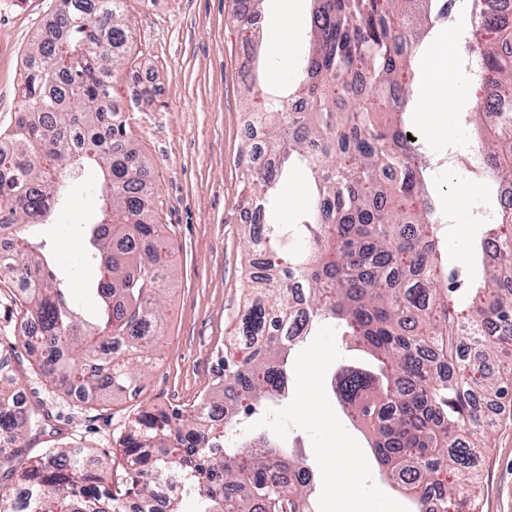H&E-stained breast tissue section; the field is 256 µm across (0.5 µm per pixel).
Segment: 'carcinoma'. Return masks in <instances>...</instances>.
Listing matches in <instances>:
<instances>
[{"label": "carcinoma", "instance_id": "1", "mask_svg": "<svg viewBox=\"0 0 512 512\" xmlns=\"http://www.w3.org/2000/svg\"><path fill=\"white\" fill-rule=\"evenodd\" d=\"M444 0H313L310 40L286 96H259L251 121L263 135L240 175L239 207L251 215L252 248L270 274L246 273L240 337L249 356L224 358L225 398L189 409L140 411L122 438L124 461L82 448H49L11 469L0 512H148L154 492L165 512H313V475L304 459L269 437L224 442L212 411L249 414L288 391L289 356L322 321L368 353L375 369L336 375L343 408L368 427L390 478L411 491L414 512H477L475 472L490 429L477 398L512 391V210L489 225L479 255L484 277L458 301L455 272L438 259L444 225L426 188L427 156L408 139L407 110L416 32ZM470 49L497 101L473 85L498 122L480 150L496 175L512 173V28L494 0H476ZM57 26L42 29L26 56L22 104L9 132L11 172L0 178V227L17 245L0 250L15 317L36 325L25 338L37 371L58 389L92 400L142 389L138 364L163 332L166 244L150 206L148 162L131 141L129 118L113 100V77L128 60L132 24L125 0H60ZM306 160L314 191L301 223L308 249L280 257L281 234L265 221L266 193L294 158ZM100 173L103 207L77 231L82 260L100 268L79 296L61 286L42 236L70 202L85 164ZM13 370L0 366V445L11 449L43 425L17 405Z\"/></svg>", "mask_w": 512, "mask_h": 512}]
</instances>
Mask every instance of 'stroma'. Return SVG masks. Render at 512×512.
<instances>
[{
  "label": "stroma",
  "instance_id": "stroma-1",
  "mask_svg": "<svg viewBox=\"0 0 512 512\" xmlns=\"http://www.w3.org/2000/svg\"><path fill=\"white\" fill-rule=\"evenodd\" d=\"M56 0H0V130L10 129L21 105L23 57L39 28L54 14ZM134 24L131 64L114 81L132 134L152 162V181L167 245L170 286L164 298L165 333L135 396L87 402L66 395L35 372L22 344L0 335L29 406L49 415L24 455L43 448L75 446L111 458L128 422L146 407H190L224 388V343L243 313L248 226L239 207L240 174L246 166L247 118L243 79L266 74L269 96L296 84V51L309 40L311 0H263L260 35L246 39L233 23L231 0H128ZM287 36L292 49L275 52L273 37ZM454 82L465 81L454 73ZM449 124L426 125L418 110L406 121L427 154L440 159L449 144L474 138L480 127L470 89L452 97ZM466 161L455 171L433 167L427 184L452 222L442 244L449 267L469 282L472 257L483 235L471 206L449 210L448 198L467 183ZM84 190L70 209L58 213L50 244L62 266H76L82 242L76 224L91 221L102 201L95 168L84 170ZM310 192L306 169L293 170L270 194L268 218L298 223ZM370 356L342 345L333 327L321 324L290 358L289 399L275 420L255 415L253 432H272L295 447L316 476L317 512H412L409 494L377 460L372 436L344 412L330 385L339 365H372ZM490 451L480 468V512H512V396L492 402ZM328 448L354 449L358 476L353 491L339 492L336 471L327 467Z\"/></svg>",
  "mask_w": 512,
  "mask_h": 512
}]
</instances>
